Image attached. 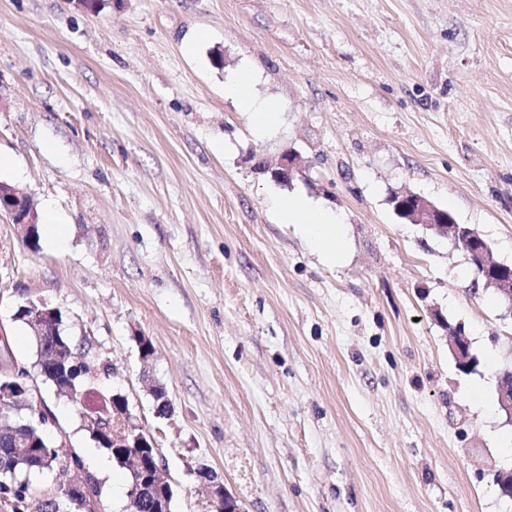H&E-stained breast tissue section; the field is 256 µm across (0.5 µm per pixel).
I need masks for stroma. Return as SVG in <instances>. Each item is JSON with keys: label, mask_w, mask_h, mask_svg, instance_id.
Instances as JSON below:
<instances>
[{"label": "stroma", "mask_w": 512, "mask_h": 512, "mask_svg": "<svg viewBox=\"0 0 512 512\" xmlns=\"http://www.w3.org/2000/svg\"><path fill=\"white\" fill-rule=\"evenodd\" d=\"M244 69L282 105L263 133L224 96ZM288 149L302 167L284 182ZM0 182L65 236L34 251L0 216V351L33 367L13 314L41 299L113 369L77 405L40 387L111 475L104 512H131L128 477L80 410L115 392L174 512H211L206 470L242 512H512L491 476L512 467V314L391 203L425 196L512 264V0H0ZM288 192L344 215L342 265L278 222ZM448 336H453L449 346L458 367L464 371L469 370L475 363L474 355L470 351V343L465 331L455 326L448 327ZM498 392L499 410L505 414L506 419L512 423V370L505 369L500 375Z\"/></svg>", "instance_id": "1"}]
</instances>
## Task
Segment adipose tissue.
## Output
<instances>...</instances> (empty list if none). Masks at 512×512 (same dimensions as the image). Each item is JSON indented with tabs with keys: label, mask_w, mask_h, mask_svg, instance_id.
<instances>
[{
	"label": "adipose tissue",
	"mask_w": 512,
	"mask_h": 512,
	"mask_svg": "<svg viewBox=\"0 0 512 512\" xmlns=\"http://www.w3.org/2000/svg\"><path fill=\"white\" fill-rule=\"evenodd\" d=\"M252 83L249 75H241L224 88L226 97L235 100L242 111L251 113L257 127L275 122L280 104L274 99L255 100L248 92ZM275 208L280 223L292 225L300 237L329 265L342 262L346 253L344 226L341 217L331 209L314 205L300 197L276 199Z\"/></svg>",
	"instance_id": "1"
}]
</instances>
